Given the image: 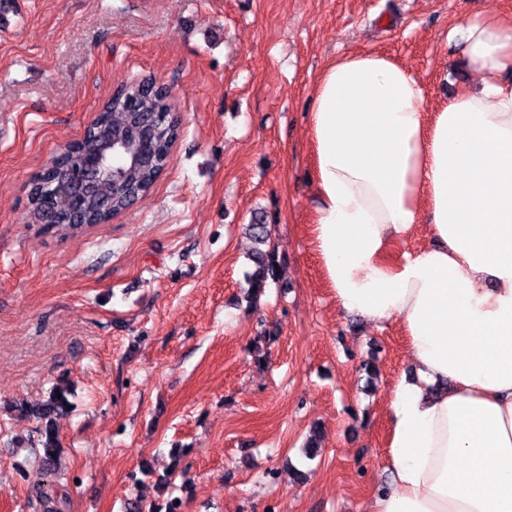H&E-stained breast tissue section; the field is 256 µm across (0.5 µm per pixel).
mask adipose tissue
<instances>
[{
    "label": "adipose tissue",
    "instance_id": "1",
    "mask_svg": "<svg viewBox=\"0 0 512 512\" xmlns=\"http://www.w3.org/2000/svg\"><path fill=\"white\" fill-rule=\"evenodd\" d=\"M482 80L434 111L386 55L355 51L312 99L314 237L340 312L401 323L390 481L366 512H512V18L473 19ZM430 239L395 252L418 224Z\"/></svg>",
    "mask_w": 512,
    "mask_h": 512
}]
</instances>
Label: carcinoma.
Wrapping results in <instances>:
<instances>
[{
    "label": "carcinoma",
    "instance_id": "carcinoma-1",
    "mask_svg": "<svg viewBox=\"0 0 512 512\" xmlns=\"http://www.w3.org/2000/svg\"><path fill=\"white\" fill-rule=\"evenodd\" d=\"M178 135L179 124L172 112L171 96L166 87L141 82L121 86L119 94L104 104L100 117L95 119L82 139L73 143L66 153L59 155L50 170L37 174L31 181L28 190V223L38 224L42 219L43 184L66 173V169L87 152L97 151L104 140L112 138L129 140L149 152L152 158L149 167L138 166L127 170L123 188L117 190L111 183L105 182L95 194V197L110 203L112 212L127 210L150 192L168 162ZM105 220V214L92 209L73 217L70 224L52 230L42 228L40 232L68 237ZM246 230L255 244L251 258L254 270L247 274L249 287L246 295L249 306L253 307L264 295L268 284L278 280L284 258L274 246L271 225L266 223L265 215L254 214ZM69 405L67 390L57 386L40 404L26 409V413L40 423L38 445L43 449L42 461L49 470L54 467V461L62 448L57 419L68 413Z\"/></svg>",
    "mask_w": 512,
    "mask_h": 512
}]
</instances>
